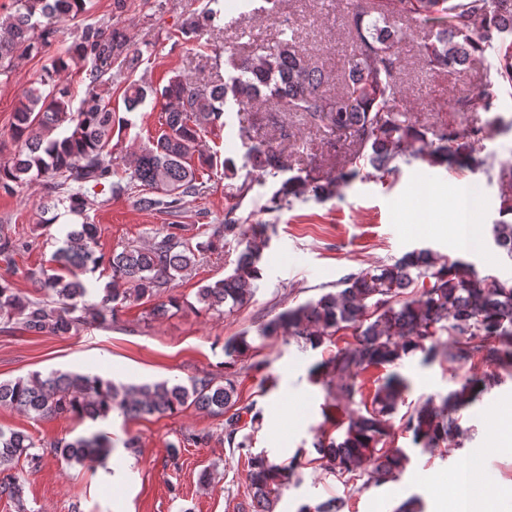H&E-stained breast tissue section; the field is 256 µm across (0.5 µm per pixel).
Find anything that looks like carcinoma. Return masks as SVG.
Here are the masks:
<instances>
[{"instance_id":"obj_1","label":"carcinoma","mask_w":512,"mask_h":512,"mask_svg":"<svg viewBox=\"0 0 512 512\" xmlns=\"http://www.w3.org/2000/svg\"><path fill=\"white\" fill-rule=\"evenodd\" d=\"M283 0H245L254 15L275 19ZM90 0H15V11L0 21V75L10 72L24 55L40 54L57 38V23L76 19L89 11ZM389 16L417 19L433 32L421 47V58L431 70H462L474 57L495 49L494 60L484 72L483 88L472 99H457L467 110L478 101L485 112L501 105V91L512 88V0H370V5L352 12L350 52L346 55L339 87L324 66L308 59L298 46L294 30L281 31L272 46H261L246 57L234 53L225 60L214 57V68L226 65L229 78L198 86L177 75L160 90L165 100L166 129L136 156L133 165L118 173L112 161L114 112L110 90L113 78L131 71L142 52L131 44L124 27L112 20L79 24L71 40L51 61L46 78L32 87L14 114L12 138L20 149L0 159V190L12 195L34 178L43 179L45 196L42 213L59 206L79 218L71 225L63 245L53 254L55 268L28 273L40 297L31 299L13 284L0 280V320L16 322L33 333L70 336L86 326L106 327L116 322L118 308L130 299H159L152 308L156 317L182 307L172 293L176 277L195 267L208 253L223 250L233 239L245 244L233 273L201 286L198 304L206 311L234 309L249 303L261 279L259 262L266 245L265 225L245 224L224 215V223L205 225L207 240L197 243L185 237L184 225L164 224L160 240L146 248H125L108 258L96 250L99 228L86 216L88 197L106 187L109 199L128 197L144 211L176 217L188 198L208 190L201 170L224 167L227 179L237 174L231 158L199 149L201 134L224 124L227 107L237 111L256 101L272 104L273 112H303L316 125L351 138L353 157L333 178L324 181L305 169L281 178L285 156L278 137L251 142L246 147L243 167L258 178L246 179L235 187L234 197L242 199L253 189L271 181L275 190L271 209L288 208L294 202L323 200L337 193L339 186L369 167L367 175L384 177L397 170L393 162H424L430 166L484 168L476 155V128L460 132L453 126L440 129L437 139L417 125L399 107L401 36L383 25ZM481 19L484 34L475 32ZM224 28V0H206L181 25L191 42L200 34ZM498 34L500 45L490 38ZM85 74L84 99L73 108L60 76L71 67ZM150 88L130 82L123 94L124 109L138 110ZM59 136H53L57 129ZM197 163H192V157ZM503 219L492 225L495 246L512 258V200L502 201ZM28 249L27 242L0 234V259L11 262ZM108 264L112 281L100 299L89 301L90 288L83 275ZM352 341L336 347L310 368L323 378L327 391L338 397L346 419L335 420L343 433L334 437L326 429L315 433L313 448L319 466L343 479L361 475L365 484L381 486L403 472L409 461L401 448H391L388 416L404 403L410 382L397 371L410 354L421 352L427 363L440 360L450 364L479 363L489 369L482 377L464 379L446 396L432 397L406 411L402 431L414 445L433 453L462 435L459 414L483 393L501 370H512V278L480 275L474 264L463 259H440L426 249L408 251L391 264L362 269L336 283V288L319 298L290 307L261 327V335L294 336L317 349L333 343L339 332ZM447 340H442V337ZM251 349L245 336L224 343V355L237 359ZM389 372L377 379L370 398L363 397V377L372 369ZM235 380L224 375L220 382L209 375L193 377L188 384L168 380L137 385L117 384L98 373H32L0 381V405L10 406L36 418L58 416L107 418L118 410L126 417L173 414L195 405L213 414H225L224 439L228 447L245 452L251 496L238 512H274L282 490L300 481L303 464L294 456L278 462L254 453L247 437H239L246 425L260 421L253 406H237ZM249 416L244 421L243 416ZM40 448L32 453L30 449ZM107 436L92 434L36 443L23 431L0 430V497H7L25 512L21 499V477L13 472L24 456L36 464L45 456L67 463L92 464L110 452ZM349 497L336 496L315 505L304 504L297 512H345Z\"/></svg>"}]
</instances>
